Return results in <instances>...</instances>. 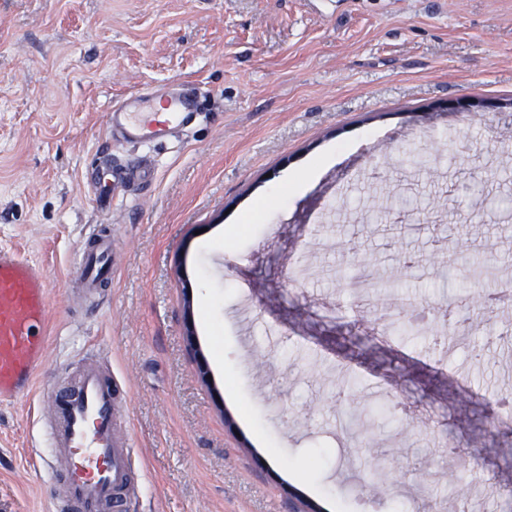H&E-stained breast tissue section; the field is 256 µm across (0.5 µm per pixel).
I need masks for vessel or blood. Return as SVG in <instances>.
<instances>
[{"label": "vessel or blood", "mask_w": 512, "mask_h": 512, "mask_svg": "<svg viewBox=\"0 0 512 512\" xmlns=\"http://www.w3.org/2000/svg\"><path fill=\"white\" fill-rule=\"evenodd\" d=\"M202 111L195 90L181 84L128 96L112 107L107 134L137 148L157 149L190 126ZM76 264L88 290L112 276V238L93 229ZM50 288L42 267L0 247V403L30 393L53 328ZM120 387L110 368L84 356L75 385L47 392L50 417L44 441L61 456L64 495L54 512H125L138 495L132 468L138 461L130 440L115 437Z\"/></svg>", "instance_id": "obj_1"}]
</instances>
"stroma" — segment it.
I'll use <instances>...</instances> for the list:
<instances>
[{"mask_svg":"<svg viewBox=\"0 0 512 512\" xmlns=\"http://www.w3.org/2000/svg\"><path fill=\"white\" fill-rule=\"evenodd\" d=\"M167 83L203 113L148 183L113 142L128 176L100 212L113 102ZM97 224L113 271L89 302L74 255ZM0 246L43 268L55 327L0 404V512H48L37 405L92 345L143 461L131 512H445L452 446L479 452L474 512H512V418L482 424L512 396V303L480 304L512 279V0H0ZM362 254L368 311L345 285ZM331 160L330 156H323L318 161L310 164L301 174L289 175L286 178L288 182V188L290 194H296L302 190L304 185L312 179L321 169L322 166L326 165Z\"/></svg>","mask_w":512,"mask_h":512,"instance_id":"stroma-1","label":"stroma"}]
</instances>
